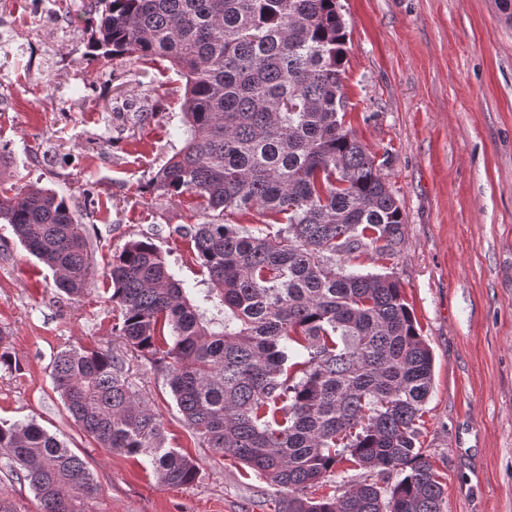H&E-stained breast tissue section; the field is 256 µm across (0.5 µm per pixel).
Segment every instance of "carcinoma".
I'll list each match as a JSON object with an SVG mask.
<instances>
[{"label": "carcinoma", "mask_w": 512, "mask_h": 512, "mask_svg": "<svg viewBox=\"0 0 512 512\" xmlns=\"http://www.w3.org/2000/svg\"><path fill=\"white\" fill-rule=\"evenodd\" d=\"M90 50L105 67L160 58L186 80V138L153 185L198 200L183 227L206 270L202 293L175 278L150 236L112 256L117 331L160 366L185 425L287 493L283 512H443V486L417 448L434 359L398 280L349 269L395 257L404 215L375 155L344 124L346 22L337 0H98ZM257 210L252 233L225 222ZM0 220L52 272L68 301L94 271L68 201L29 186ZM50 377L82 432L108 451L152 458L159 481L199 468L165 447L160 416L123 357L72 347ZM0 456L39 512H87L85 459L34 421L0 422ZM339 468V495L307 491ZM397 474L390 487L379 481ZM359 474H361V471H343L342 469H338L336 471V474L331 477L332 482L327 483L330 485V487H320V488H312L308 490V496L318 499L322 497L325 493H328L329 491L334 490V487L338 489V493L340 494L345 488H347L349 485L353 484L354 481L358 480Z\"/></svg>", "instance_id": "carcinoma-1"}]
</instances>
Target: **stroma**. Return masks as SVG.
Listing matches in <instances>:
<instances>
[{"instance_id":"obj_1","label":"stroma","mask_w":512,"mask_h":512,"mask_svg":"<svg viewBox=\"0 0 512 512\" xmlns=\"http://www.w3.org/2000/svg\"><path fill=\"white\" fill-rule=\"evenodd\" d=\"M349 41L344 121L375 155L406 217L394 258L353 270L396 278L434 358L417 446L441 476L444 512H512V25L495 0H339ZM95 0H0V146L6 184L65 196L90 232L95 275L59 302L48 267L0 223V419L34 421L84 458L89 512H279L286 494L203 446L161 370L114 331L112 255L151 234L171 272L206 288L177 229L201 223L194 196L152 187L184 144V82L168 62L101 67L89 55ZM121 355L196 481L159 482L148 457L100 448L50 378L74 346Z\"/></svg>"}]
</instances>
